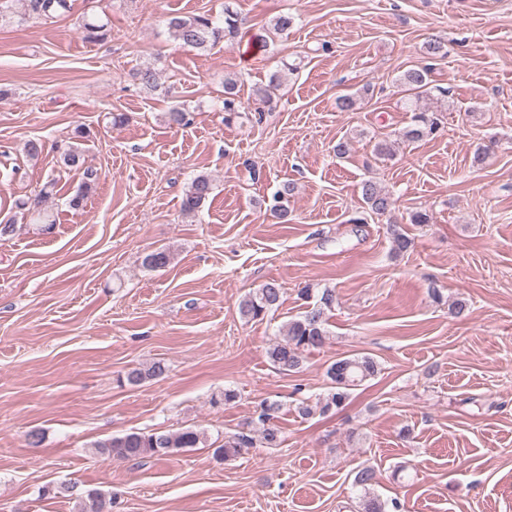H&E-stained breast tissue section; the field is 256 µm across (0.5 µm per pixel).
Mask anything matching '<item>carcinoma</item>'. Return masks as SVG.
I'll return each instance as SVG.
<instances>
[{
  "mask_svg": "<svg viewBox=\"0 0 512 512\" xmlns=\"http://www.w3.org/2000/svg\"><path fill=\"white\" fill-rule=\"evenodd\" d=\"M32 14L43 17L63 15L71 10L70 0H29ZM241 19L232 10L224 9V19L203 12L185 16H175L169 20L168 29L171 37L181 46L205 52L224 40L231 42L239 34ZM430 72L428 66H414L405 70L398 78V86L404 92H411L420 98L430 90ZM134 78L147 91L155 92L160 88L159 73L156 69L146 66L136 70ZM224 121L230 122L242 109L237 94V79H224ZM413 116L411 125L405 128L401 137L407 141H420L436 135L441 126L439 114L423 109L419 105L411 108ZM166 121L171 127H183L190 124V111L177 105L166 114ZM62 163L69 169H83V181L70 199V207L78 209L97 180V175L89 168H83V153L79 146L71 143L62 151ZM55 182L49 181L39 195L23 197L17 200L16 207L33 215L41 213V203L52 193ZM214 184L211 177L200 173L189 183L182 199V211L187 215L196 214L212 196ZM296 186L292 182L280 185L272 196L271 210L282 222H288L290 210L288 202L294 195ZM362 200L367 208L375 214H383L392 206L391 196L384 188L372 180L360 185ZM172 254L167 249H156L148 252L142 259V266L157 271L170 265ZM282 288L276 282H267L260 288L246 294L238 302V310L246 321L262 320L280 305ZM334 292L330 288L322 289L317 295V302L309 307L298 318L288 322L284 338L274 342L267 351L274 367L284 373H297L304 361V352L322 347L329 336L326 312L334 305ZM167 367L156 362L146 369H134L127 374L130 384L139 385L147 380L163 376ZM380 372L379 364L369 355H353L338 359L328 366L326 377L329 390L314 404L306 401L296 407L298 415L309 418L318 413L325 416L342 408L350 399L352 390L363 382L374 378ZM279 411L275 401H263L257 418L247 426H258V436L244 431L226 439L224 445L214 449V455L222 460H229L261 445L263 448H277L282 439L280 430L273 423ZM207 436L204 432L192 428L177 433L159 434L157 432H130L121 436H112L95 444L99 452L109 458L119 460H141L178 453L186 448H197L206 445ZM376 479L372 466L359 469L354 477V487L360 489L356 512H399L400 503L392 499L385 501L371 494L370 486ZM47 494L68 495L76 502L77 512H113L116 497L106 495L97 489L76 490L69 493L67 487H56L45 490Z\"/></svg>",
  "mask_w": 512,
  "mask_h": 512,
  "instance_id": "1",
  "label": "carcinoma"
}]
</instances>
